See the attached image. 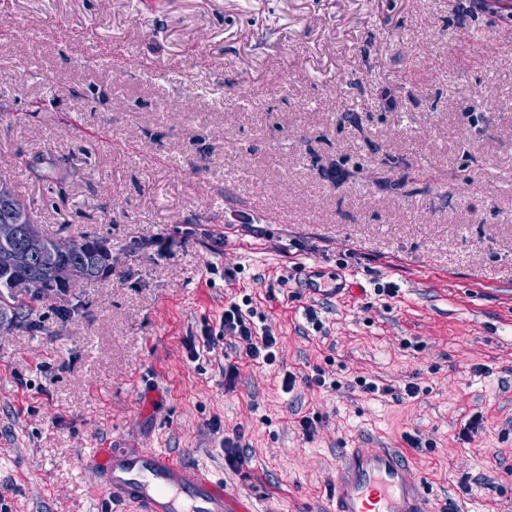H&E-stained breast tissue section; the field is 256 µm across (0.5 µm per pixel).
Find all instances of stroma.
<instances>
[{
  "label": "stroma",
  "instance_id": "obj_1",
  "mask_svg": "<svg viewBox=\"0 0 512 512\" xmlns=\"http://www.w3.org/2000/svg\"><path fill=\"white\" fill-rule=\"evenodd\" d=\"M466 7L0 0V178L48 235L116 259L36 328L0 326L11 512H102L96 448L170 452L255 512H322L345 449L406 431L436 503L512 512V22ZM308 270L351 296L309 292ZM242 296L274 365L222 333ZM317 368L338 388L305 384ZM244 437V433L240 429H236L233 437H224V460L225 464L231 470H238L244 463L245 458L240 448L245 446L241 445V440Z\"/></svg>",
  "mask_w": 512,
  "mask_h": 512
}]
</instances>
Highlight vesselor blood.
Masks as SVG:
<instances>
[{
	"label": "vessel or blood",
	"mask_w": 512,
	"mask_h": 512,
	"mask_svg": "<svg viewBox=\"0 0 512 512\" xmlns=\"http://www.w3.org/2000/svg\"><path fill=\"white\" fill-rule=\"evenodd\" d=\"M89 461L114 512L129 504L140 512H251L223 481L189 475L167 452L99 448ZM414 469L409 454L397 448L346 449L326 512H437Z\"/></svg>",
	"instance_id": "1"
}]
</instances>
